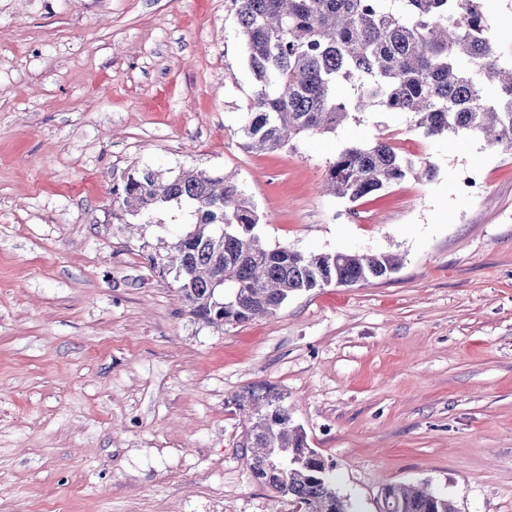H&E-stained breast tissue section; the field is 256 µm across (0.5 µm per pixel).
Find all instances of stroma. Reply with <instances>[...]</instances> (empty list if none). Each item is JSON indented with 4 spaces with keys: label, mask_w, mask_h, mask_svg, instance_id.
I'll return each instance as SVG.
<instances>
[{
    "label": "stroma",
    "mask_w": 512,
    "mask_h": 512,
    "mask_svg": "<svg viewBox=\"0 0 512 512\" xmlns=\"http://www.w3.org/2000/svg\"><path fill=\"white\" fill-rule=\"evenodd\" d=\"M252 91L225 0H0V512H292L239 448L232 399L263 382L353 512H383L395 484L512 512V151L373 109L257 154ZM379 137L433 180L320 192L338 151ZM144 166L235 173L268 246L402 265L207 323L149 261L181 217L112 216Z\"/></svg>",
    "instance_id": "35a3bbf8"
}]
</instances>
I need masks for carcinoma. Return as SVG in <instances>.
Masks as SVG:
<instances>
[{
  "label": "carcinoma",
  "mask_w": 512,
  "mask_h": 512,
  "mask_svg": "<svg viewBox=\"0 0 512 512\" xmlns=\"http://www.w3.org/2000/svg\"><path fill=\"white\" fill-rule=\"evenodd\" d=\"M495 0H233L254 90L240 127L257 153L333 133L355 112L412 114L427 139L468 136L512 149V48L490 36ZM417 161L382 139L345 148L322 189L354 203L404 180ZM186 208L192 220L168 245L191 312L210 324L274 315L297 292L383 279L400 262L387 253H303L271 248L255 232L260 215L233 175L183 169L169 177L146 166L112 187V210L138 224ZM247 430L239 447L254 479L301 512H351L319 454L293 424L283 395L267 383L233 398ZM277 454L286 466L270 462ZM394 512H456L447 497L391 485Z\"/></svg>",
  "instance_id": "obj_1"
}]
</instances>
